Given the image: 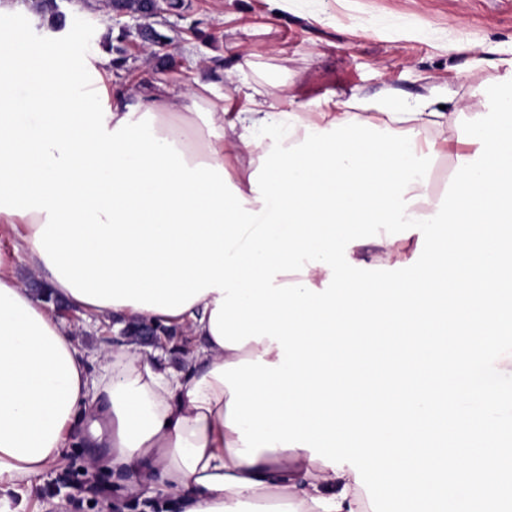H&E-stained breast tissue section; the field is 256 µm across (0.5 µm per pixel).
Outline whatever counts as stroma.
I'll list each match as a JSON object with an SVG mask.
<instances>
[{
    "instance_id": "1",
    "label": "stroma",
    "mask_w": 512,
    "mask_h": 512,
    "mask_svg": "<svg viewBox=\"0 0 512 512\" xmlns=\"http://www.w3.org/2000/svg\"><path fill=\"white\" fill-rule=\"evenodd\" d=\"M160 30L169 51L183 56L181 72L159 71L153 49L138 38L124 42L126 62L116 67L97 39L88 59H99L107 85L122 102L136 105L156 84L178 94L192 73L206 71L215 94H223L234 68L251 61V84L267 110H282L283 96L301 103L344 105L358 98L367 114L416 107L445 108L460 121L487 110V88L512 79V0H183ZM467 38L477 49H454ZM288 81L280 94L274 78ZM60 321L88 350L110 346L118 332L112 321L66 309ZM93 449L72 442L33 497L50 512H177L146 493H125L111 473L88 475Z\"/></svg>"
}]
</instances>
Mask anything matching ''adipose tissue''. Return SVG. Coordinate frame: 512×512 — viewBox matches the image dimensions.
<instances>
[{"label":"adipose tissue","instance_id":"1","mask_svg":"<svg viewBox=\"0 0 512 512\" xmlns=\"http://www.w3.org/2000/svg\"><path fill=\"white\" fill-rule=\"evenodd\" d=\"M224 101L199 73L177 97L161 90L143 95L136 111L154 114L155 135L174 141L188 165L228 166L232 184L256 211L261 204L249 176L270 143L247 145L242 137L267 112L258 105L230 114ZM455 118L416 109L384 113L380 124L416 130L417 150L440 154ZM45 220L36 211L0 212L15 252L55 296L77 312L122 325L150 321L182 331L189 344L176 366L147 359L133 342L90 355L0 260V512H27L39 477L62 456L75 428L100 451L91 469H111L128 494L146 488L172 497L183 512H370L350 467L324 465L299 448L265 449L251 463L236 456L242 443L226 425L230 393L213 371L243 359L278 362L277 344L265 338L240 349L220 345L211 332L215 291L177 315L78 299L34 245Z\"/></svg>","mask_w":512,"mask_h":512}]
</instances>
